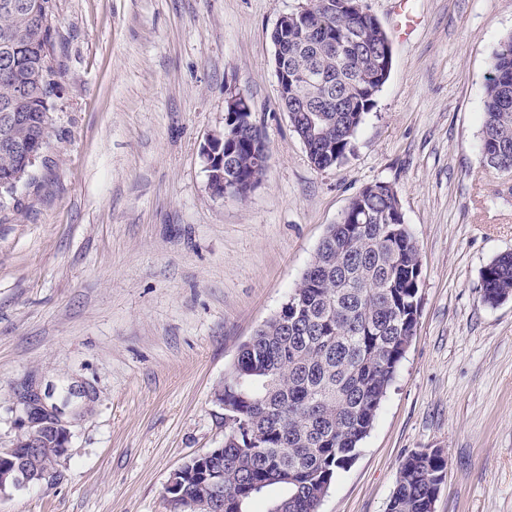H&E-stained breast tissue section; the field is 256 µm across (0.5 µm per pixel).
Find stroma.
Segmentation results:
<instances>
[{
    "mask_svg": "<svg viewBox=\"0 0 512 512\" xmlns=\"http://www.w3.org/2000/svg\"><path fill=\"white\" fill-rule=\"evenodd\" d=\"M307 0H54L56 122L0 214V448L31 387L82 390L53 476L0 512H168L164 487L220 445L213 393L366 185L393 184L419 252L417 330L356 459L319 512H386L399 464L448 457L433 512H512V298L481 272L512 253V175L478 153L489 59L512 0H363L393 66L353 150L314 167L278 104L271 34ZM243 94L262 183L214 197L201 147Z\"/></svg>",
    "mask_w": 512,
    "mask_h": 512,
    "instance_id": "35a3bbf8",
    "label": "stroma"
}]
</instances>
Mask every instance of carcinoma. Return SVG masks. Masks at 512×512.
<instances>
[{"mask_svg": "<svg viewBox=\"0 0 512 512\" xmlns=\"http://www.w3.org/2000/svg\"><path fill=\"white\" fill-rule=\"evenodd\" d=\"M0 0V100L23 89L14 121L0 138L18 151H0V209L16 201L43 159L56 110L58 72L51 60L56 27L53 0H26L17 15ZM311 0L303 25L288 26V106L293 128L313 164L344 163L386 79L377 49L386 32L379 21L333 0L336 11ZM482 138L484 166L512 167V34L489 61ZM262 141L247 127L231 132L224 149L246 192L262 180L256 163ZM421 265L405 223L397 188L374 183L360 191L338 223L329 226L313 262L280 310L242 346L224 379V448L214 467L224 471L223 512L278 490L267 512H318L336 472L355 457L414 335ZM482 300L512 297V253L481 273ZM56 448L35 449L53 473ZM448 457L421 448L399 465L388 512H432Z\"/></svg>", "mask_w": 512, "mask_h": 512, "instance_id": "1", "label": "carcinoma"}]
</instances>
